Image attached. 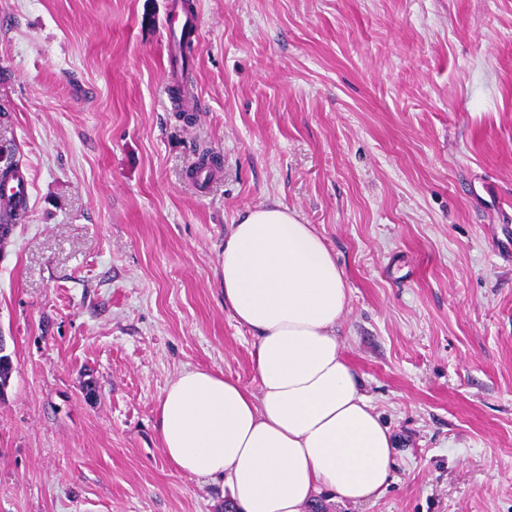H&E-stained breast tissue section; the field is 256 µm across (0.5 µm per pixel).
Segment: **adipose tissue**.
Listing matches in <instances>:
<instances>
[{
	"label": "adipose tissue",
	"mask_w": 512,
	"mask_h": 512,
	"mask_svg": "<svg viewBox=\"0 0 512 512\" xmlns=\"http://www.w3.org/2000/svg\"><path fill=\"white\" fill-rule=\"evenodd\" d=\"M221 275L225 307L256 338L259 389L183 369L158 402L168 460L223 479L238 512H306L324 490L354 504L380 497L395 440L337 335L349 297L323 238L283 203L248 209Z\"/></svg>",
	"instance_id": "ef3b65f1"
}]
</instances>
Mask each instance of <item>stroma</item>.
<instances>
[{
  "instance_id": "35a3bbf8",
  "label": "stroma",
  "mask_w": 512,
  "mask_h": 512,
  "mask_svg": "<svg viewBox=\"0 0 512 512\" xmlns=\"http://www.w3.org/2000/svg\"><path fill=\"white\" fill-rule=\"evenodd\" d=\"M168 2L0 0V168L32 182L0 252V512H224L157 405L189 367L257 390L220 263L273 201L343 269L396 440L380 498L307 512H512V0H189L186 114Z\"/></svg>"
}]
</instances>
